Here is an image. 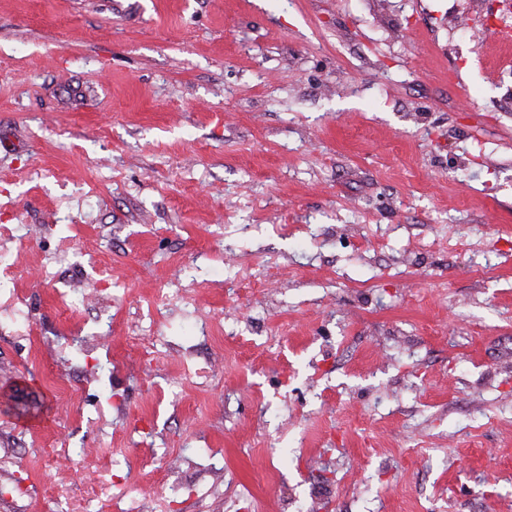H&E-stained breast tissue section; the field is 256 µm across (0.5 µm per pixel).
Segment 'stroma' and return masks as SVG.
Wrapping results in <instances>:
<instances>
[{
    "mask_svg": "<svg viewBox=\"0 0 512 512\" xmlns=\"http://www.w3.org/2000/svg\"><path fill=\"white\" fill-rule=\"evenodd\" d=\"M473 14L0 0V512L110 457L140 512H512V53Z\"/></svg>",
    "mask_w": 512,
    "mask_h": 512,
    "instance_id": "stroma-1",
    "label": "stroma"
}]
</instances>
